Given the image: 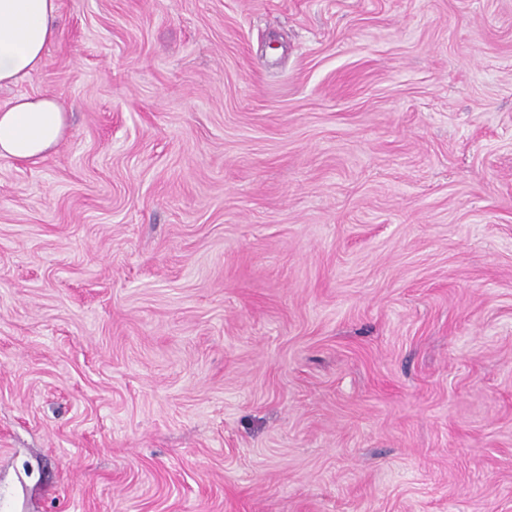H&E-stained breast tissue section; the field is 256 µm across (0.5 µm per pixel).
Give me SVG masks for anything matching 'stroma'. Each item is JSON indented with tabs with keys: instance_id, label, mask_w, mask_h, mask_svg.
<instances>
[{
	"instance_id": "obj_1",
	"label": "stroma",
	"mask_w": 512,
	"mask_h": 512,
	"mask_svg": "<svg viewBox=\"0 0 512 512\" xmlns=\"http://www.w3.org/2000/svg\"><path fill=\"white\" fill-rule=\"evenodd\" d=\"M0 157V512H512V0H59ZM65 110L52 96H18L0 106V157L39 163L58 144Z\"/></svg>"
}]
</instances>
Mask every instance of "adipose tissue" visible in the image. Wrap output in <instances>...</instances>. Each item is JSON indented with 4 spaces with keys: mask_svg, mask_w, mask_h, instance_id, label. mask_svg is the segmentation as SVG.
Masks as SVG:
<instances>
[{
    "mask_svg": "<svg viewBox=\"0 0 512 512\" xmlns=\"http://www.w3.org/2000/svg\"><path fill=\"white\" fill-rule=\"evenodd\" d=\"M58 0H0V87L17 84L44 62L57 40ZM65 110L52 96H18L0 106V157L39 163L57 145Z\"/></svg>",
    "mask_w": 512,
    "mask_h": 512,
    "instance_id": "adipose-tissue-1",
    "label": "adipose tissue"
}]
</instances>
